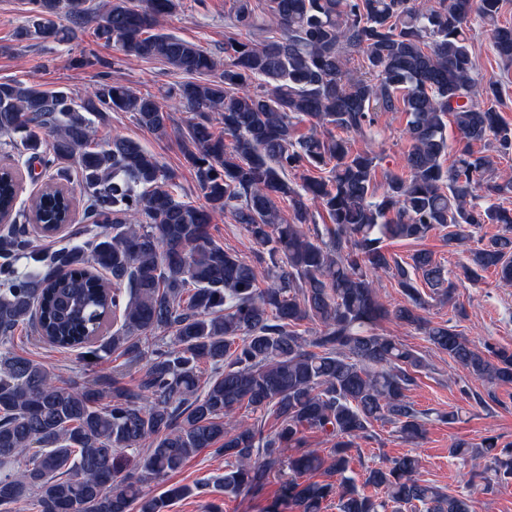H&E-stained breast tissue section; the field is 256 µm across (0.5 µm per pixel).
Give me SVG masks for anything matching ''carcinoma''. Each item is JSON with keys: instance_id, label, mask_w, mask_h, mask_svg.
<instances>
[{"instance_id": "obj_1", "label": "carcinoma", "mask_w": 512, "mask_h": 512, "mask_svg": "<svg viewBox=\"0 0 512 512\" xmlns=\"http://www.w3.org/2000/svg\"><path fill=\"white\" fill-rule=\"evenodd\" d=\"M18 41H61L62 21L87 22L89 0H28ZM506 0H236L224 37V61L163 31L179 0H106L96 38L125 57L155 58L189 76L157 96L99 75L80 100L21 82H0V134L37 163L49 183L29 211L16 210L12 165L0 167V206L24 223L0 236V256H24L37 272L0 264V512H167L175 499L209 485L146 489L212 448L224 454V494H258L274 476L281 494L267 512H476L475 500L420 478L405 455L366 469L364 486L348 475L352 450L376 438L374 424L406 440L426 431L428 413L406 392L426 361L395 336L388 320L422 331L427 342L470 378L512 387V349L473 344L456 327L424 316L429 301L456 304L455 283L427 250L403 265L392 239L418 242L436 229L461 241L500 224L469 248L460 275L494 269L512 282V176H494V157L512 152V125L498 111L497 81L476 73L470 22L490 27L492 47L512 63ZM359 53L360 74L350 56ZM483 96V104L473 96ZM191 112L181 131L184 159L205 203L175 194V176L139 142L98 139L91 117L127 112L165 136L173 121L162 98ZM379 112L408 115L406 173L373 186L377 156L355 151L351 137L373 135ZM453 118L464 146L451 167L445 130ZM309 122L322 134L301 133ZM85 198L89 237L45 252L30 221L59 220L61 188ZM288 200L292 221L281 215ZM330 223L315 226L312 208ZM228 214L259 247L257 261L229 252L211 233ZM391 275L407 302L388 308L379 296ZM431 290L424 297L418 282ZM120 310L118 324L101 318ZM315 325L311 334L303 323ZM27 328L53 346L81 351L91 366L110 353L140 366L128 386L52 377L11 349ZM162 332L169 340L146 345ZM109 401H104V398ZM258 414L240 419L241 408ZM275 421L270 432L263 418ZM315 429L325 456L282 450ZM468 467L466 484L512 480V445L488 436L450 449ZM324 471L334 483L309 481Z\"/></svg>"}]
</instances>
